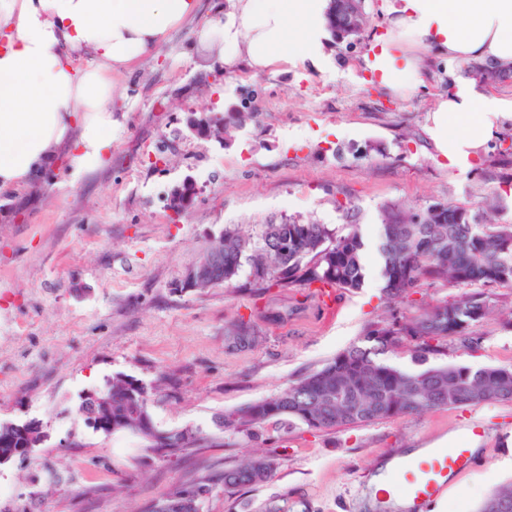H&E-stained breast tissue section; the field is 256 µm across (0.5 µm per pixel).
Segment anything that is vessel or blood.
Listing matches in <instances>:
<instances>
[{
    "instance_id": "vessel-or-blood-1",
    "label": "vessel or blood",
    "mask_w": 512,
    "mask_h": 512,
    "mask_svg": "<svg viewBox=\"0 0 512 512\" xmlns=\"http://www.w3.org/2000/svg\"><path fill=\"white\" fill-rule=\"evenodd\" d=\"M481 438L480 430L466 427L447 445L426 449L419 455L395 453L382 495L404 496L411 502L412 512H428L446 494L449 478L469 468L473 446Z\"/></svg>"
}]
</instances>
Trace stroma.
Returning a JSON list of instances; mask_svg holds the SVG:
<instances>
[{
  "mask_svg": "<svg viewBox=\"0 0 512 512\" xmlns=\"http://www.w3.org/2000/svg\"><path fill=\"white\" fill-rule=\"evenodd\" d=\"M380 0H365L360 42L330 39L322 69L229 78L196 38V22L174 31L152 57L118 77L122 126L112 162L73 180L66 161L41 168L31 185L0 193V420L43 422L48 440L23 462L0 470V512H143L168 489L256 455L259 445L222 431L216 415L235 410L320 369L356 344L365 326L407 318L458 295L423 283L407 300H386L379 210L387 203H433L481 210L502 200L496 219L512 224V120L467 171L444 168L424 132L426 111L452 86L456 70L428 56L423 83L407 100L372 86L360 65L381 29ZM236 106L253 118L217 143L174 139L190 112ZM193 176L198 193L180 212L172 187ZM347 230L364 242L362 288L321 307L314 288L243 291L229 285L179 288L186 270L225 226L245 232L281 217ZM255 323L259 341L233 348L228 327ZM477 350L448 342L429 365L512 367V326L478 323ZM121 372L153 394L157 428L202 430L182 457L147 460L143 442L104 435L77 413L80 395ZM476 425V462L450 483L436 512H476L496 486L512 482V401L431 407L419 415L333 431L293 428L268 446L277 469L260 485L213 487L202 512H261L287 496L294 512H366L361 497L394 448H427ZM71 447H62L65 438Z\"/></svg>",
  "mask_w": 512,
  "mask_h": 512,
  "instance_id": "35a3bbf8",
  "label": "stroma"
}]
</instances>
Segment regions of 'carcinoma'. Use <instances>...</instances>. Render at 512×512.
Returning <instances> with one entry per match:
<instances>
[{
    "label": "carcinoma",
    "instance_id": "cac0c4a2",
    "mask_svg": "<svg viewBox=\"0 0 512 512\" xmlns=\"http://www.w3.org/2000/svg\"><path fill=\"white\" fill-rule=\"evenodd\" d=\"M462 206L408 209L396 203L379 210L382 228L379 252L383 260V291L388 299L410 296L422 281L442 282L465 292L404 319L393 316L369 323L360 343L337 354L279 392L219 415L225 432L256 438L264 431L305 426L335 430L342 426L418 414L435 406L465 407L487 401H512V367L445 365L406 371L384 355L403 343L413 344L414 362L442 343L453 340L476 350L480 337L473 327L498 312L497 305L476 286L512 288V224H487ZM364 244L357 228L347 233L327 224L283 217L262 225L253 238L237 226L224 229L213 248L224 252L215 276L230 283L243 266H250L251 286L262 294L274 287L317 283L331 288L362 287ZM240 347L256 343L252 321L240 320L230 329ZM149 387L123 374L112 375V434L128 433L145 441L147 456L172 458L204 440L199 430L170 434L155 426L148 407ZM277 467L269 455L249 459L217 480L194 487H174L145 512H200V500L213 485L227 489L266 482Z\"/></svg>",
    "mask_w": 512,
    "mask_h": 512
}]
</instances>
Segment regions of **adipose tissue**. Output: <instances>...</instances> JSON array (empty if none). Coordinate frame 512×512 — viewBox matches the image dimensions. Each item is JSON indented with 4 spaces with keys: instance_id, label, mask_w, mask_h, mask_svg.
Returning a JSON list of instances; mask_svg holds the SVG:
<instances>
[{
    "instance_id": "adipose-tissue-1",
    "label": "adipose tissue",
    "mask_w": 512,
    "mask_h": 512,
    "mask_svg": "<svg viewBox=\"0 0 512 512\" xmlns=\"http://www.w3.org/2000/svg\"><path fill=\"white\" fill-rule=\"evenodd\" d=\"M198 0H0V189L28 186L58 155L74 174L105 167L113 132L115 74L130 69L198 11ZM328 0H227L199 37L229 73L323 67ZM384 34L365 56L398 97L423 81L426 54L452 65L512 68V0H384ZM89 52L93 65L74 58ZM512 119V97L459 77L428 111L425 132L444 167L464 171Z\"/></svg>"
}]
</instances>
